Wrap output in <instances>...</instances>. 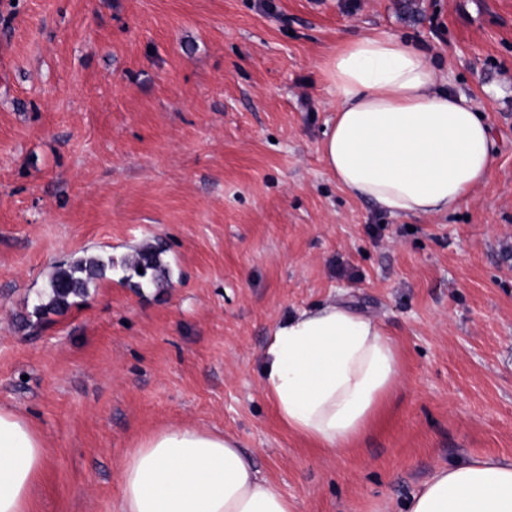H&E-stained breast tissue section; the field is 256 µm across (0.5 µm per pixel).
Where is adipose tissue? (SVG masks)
Listing matches in <instances>:
<instances>
[{"label": "adipose tissue", "mask_w": 512, "mask_h": 512, "mask_svg": "<svg viewBox=\"0 0 512 512\" xmlns=\"http://www.w3.org/2000/svg\"><path fill=\"white\" fill-rule=\"evenodd\" d=\"M336 121L321 146L353 197L395 217L457 209L491 172L490 127L479 105L444 88L411 43L364 34L324 63ZM395 341L380 322L342 303L291 315L274 330L263 380L280 421L322 450L349 449L394 391ZM48 465L30 422L0 407V512H29ZM118 512H294L238 442L171 426L140 438L120 466ZM401 512H512V459L436 467Z\"/></svg>", "instance_id": "obj_1"}]
</instances>
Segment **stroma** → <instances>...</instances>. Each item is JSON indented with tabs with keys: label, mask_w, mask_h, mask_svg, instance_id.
I'll list each match as a JSON object with an SVG mask.
<instances>
[{
	"label": "stroma",
	"mask_w": 512,
	"mask_h": 512,
	"mask_svg": "<svg viewBox=\"0 0 512 512\" xmlns=\"http://www.w3.org/2000/svg\"><path fill=\"white\" fill-rule=\"evenodd\" d=\"M368 33L484 107L494 165L458 209L393 217L327 169L322 64ZM0 65V407L50 459L30 512H116L127 450L175 425L234 437L296 512H399L436 466L512 459V0H0ZM146 243L170 280L131 265ZM86 250L111 279L38 315ZM333 298L402 374L329 454L262 372Z\"/></svg>",
	"instance_id": "stroma-1"
}]
</instances>
